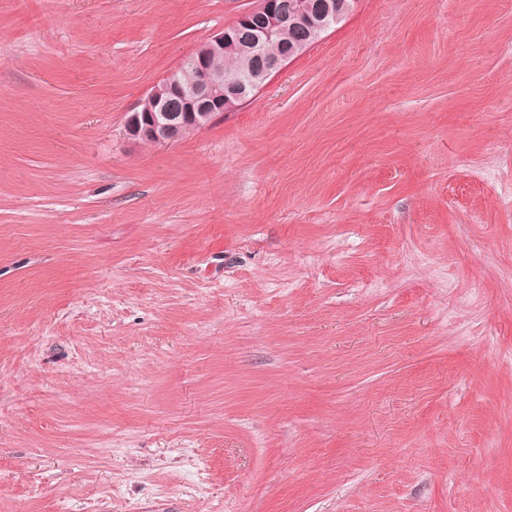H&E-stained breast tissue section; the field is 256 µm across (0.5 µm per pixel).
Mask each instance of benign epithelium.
Here are the masks:
<instances>
[{"label":"benign epithelium","instance_id":"obj_1","mask_svg":"<svg viewBox=\"0 0 512 512\" xmlns=\"http://www.w3.org/2000/svg\"><path fill=\"white\" fill-rule=\"evenodd\" d=\"M357 2L332 0L324 13L298 20L288 11V0H260L259 7L214 31L184 59L194 71L190 82H182L174 70L147 91L128 113L126 138L139 144L174 143L186 132L208 126L217 115L237 110L273 73L322 38L328 18L342 17ZM291 27L303 28L304 39L289 48L269 51V44ZM241 50L263 60L262 77L224 80V54Z\"/></svg>","mask_w":512,"mask_h":512}]
</instances>
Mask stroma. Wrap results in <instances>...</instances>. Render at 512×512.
Segmentation results:
<instances>
[{
    "label": "stroma",
    "mask_w": 512,
    "mask_h": 512,
    "mask_svg": "<svg viewBox=\"0 0 512 512\" xmlns=\"http://www.w3.org/2000/svg\"><path fill=\"white\" fill-rule=\"evenodd\" d=\"M257 5L0 0V512H512V0L128 141Z\"/></svg>",
    "instance_id": "stroma-1"
}]
</instances>
